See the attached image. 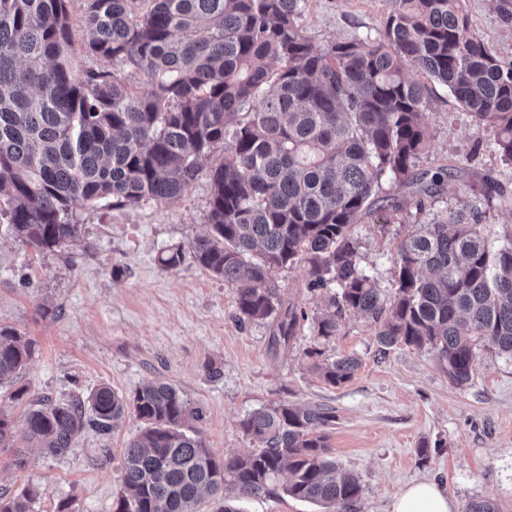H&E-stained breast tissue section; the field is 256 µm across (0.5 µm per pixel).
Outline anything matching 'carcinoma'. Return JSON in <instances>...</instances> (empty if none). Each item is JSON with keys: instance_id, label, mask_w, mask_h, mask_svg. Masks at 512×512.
<instances>
[{"instance_id": "obj_1", "label": "carcinoma", "mask_w": 512, "mask_h": 512, "mask_svg": "<svg viewBox=\"0 0 512 512\" xmlns=\"http://www.w3.org/2000/svg\"><path fill=\"white\" fill-rule=\"evenodd\" d=\"M307 0H84V46L130 66L145 89L116 70L70 65L68 0H0V223L23 243L53 252L78 240L73 205L172 204L202 171L212 193L207 231L191 251L209 275L236 286L241 318L271 320L286 346L303 309L283 306L271 272L304 267L308 288L328 296L314 315L328 339L348 313L375 325L376 353L398 346L435 352L456 386L476 351L512 359V239L494 248L481 209H426L453 176L421 184L430 134L419 72L446 87L479 128L495 132L512 167V61L469 32L465 0H388L379 39L317 49L300 24ZM224 145V159L209 163ZM389 176L408 197L379 196ZM487 207L512 211V183L481 179ZM427 213L396 245L394 295L386 302L360 268L353 226L376 211ZM36 343L0 326V386L13 382ZM355 357L317 365L338 386ZM132 414L144 423L124 449L113 512H240L221 497L279 491L326 512H361L363 486L328 454L335 411L287 401L242 420L261 447L222 460L187 426L195 409L175 386L149 381L130 394L101 385L86 399L30 400L29 438L65 453L86 430L107 435ZM36 488L0 512H33Z\"/></svg>"}]
</instances>
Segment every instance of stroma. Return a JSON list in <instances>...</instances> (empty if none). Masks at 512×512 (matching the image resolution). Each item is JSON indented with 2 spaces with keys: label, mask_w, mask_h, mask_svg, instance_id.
<instances>
[{
  "label": "stroma",
  "mask_w": 512,
  "mask_h": 512,
  "mask_svg": "<svg viewBox=\"0 0 512 512\" xmlns=\"http://www.w3.org/2000/svg\"><path fill=\"white\" fill-rule=\"evenodd\" d=\"M471 31L512 60V20L500 0H467ZM386 0H308L301 24L316 47L353 37L378 38ZM423 120L431 144L419 164L433 171L454 165L437 207L458 199L479 204L475 175L493 172L512 181V167L493 150L491 130L476 127L437 83L428 85ZM211 185L200 175L181 200L115 209L74 207L80 239L43 254L0 228V325L33 339L37 352L17 385L50 402H65L102 384L132 392L149 380L179 388L201 417L193 426L217 458L254 450L241 427L244 416L280 401L321 405L336 412L328 430L329 455L364 486L362 512H390L406 484L436 480L459 505L492 500L512 512V359L490 347L477 353L469 382L452 384L436 354L399 346L375 359V328L346 316L336 336L324 339L304 322L288 346L277 345L274 322L241 320L232 285L211 277L192 255L178 267L161 259L189 247L207 221ZM359 262L384 295H392L396 245L407 224H383L379 215L353 227ZM283 304L312 315L328 302L310 290L302 267L272 273ZM355 356L352 379L327 385L307 355ZM27 405L0 389V409L14 427L0 445V493L42 490L33 512H56L69 500L75 512H112L121 490L126 444L142 424L126 416L109 435H79L64 454L30 442ZM25 466H17V458Z\"/></svg>",
  "instance_id": "1"
}]
</instances>
